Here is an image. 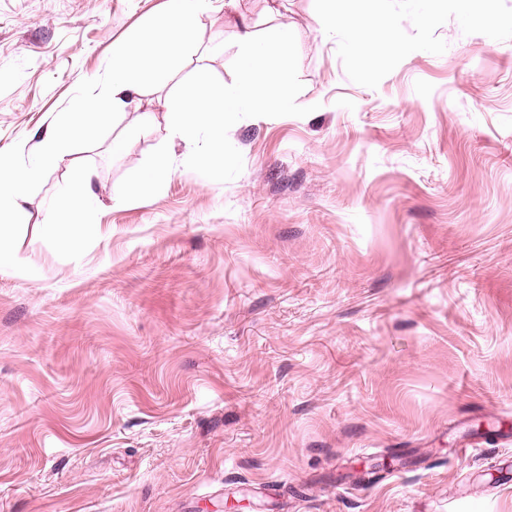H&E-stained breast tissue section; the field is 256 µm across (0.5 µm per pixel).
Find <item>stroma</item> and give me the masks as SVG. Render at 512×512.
<instances>
[{
    "label": "stroma",
    "mask_w": 512,
    "mask_h": 512,
    "mask_svg": "<svg viewBox=\"0 0 512 512\" xmlns=\"http://www.w3.org/2000/svg\"><path fill=\"white\" fill-rule=\"evenodd\" d=\"M168 0H0V152L36 142ZM404 52L355 69L321 0H238L294 35L286 112L226 128L223 168L114 205L154 131L95 170L77 251L49 173L0 272V512H512V0H372ZM224 0L201 64L232 83Z\"/></svg>",
    "instance_id": "stroma-1"
}]
</instances>
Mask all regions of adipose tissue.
Returning a JSON list of instances; mask_svg holds the SVG:
<instances>
[{
  "label": "adipose tissue",
  "instance_id": "1",
  "mask_svg": "<svg viewBox=\"0 0 512 512\" xmlns=\"http://www.w3.org/2000/svg\"><path fill=\"white\" fill-rule=\"evenodd\" d=\"M207 0H169L166 12L134 31L112 54V64L100 86L76 96L70 110L50 125L35 145L20 144L10 154H0V271H20L9 243L18 225L23 224L27 199L45 175L63 168L69 171L74 187L64 189L55 199L51 217L41 226L45 242L76 250L93 223L97 195L91 168L75 165V143L95 133L111 130L113 154H122L129 139L150 133L153 117L143 109V98L155 86L165 84L174 69L198 62L200 33L197 21ZM323 24L342 27L354 64L376 63L381 49L402 50L397 38L398 24L392 15L374 21L367 0H327ZM238 76L234 83L216 85L205 77L179 93L168 114L166 139L194 149L199 135H206L209 147L203 164H224V131L244 112H285L291 105L288 89L289 51L292 33L277 28L263 40L249 27L235 33ZM140 112L137 123H124L127 108ZM171 171L170 160L132 171L124 185L113 194L115 202L129 195L143 196L159 190Z\"/></svg>",
  "mask_w": 512,
  "mask_h": 512
}]
</instances>
